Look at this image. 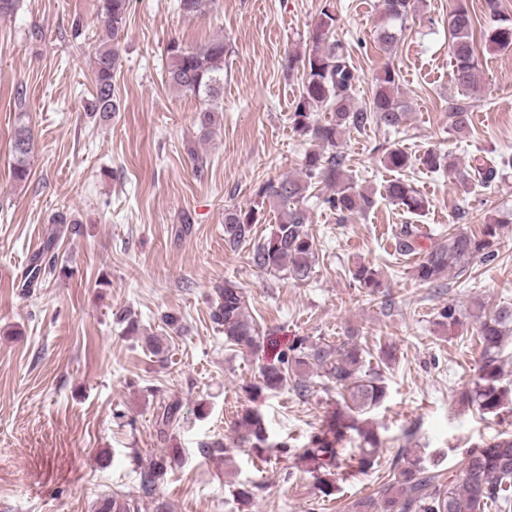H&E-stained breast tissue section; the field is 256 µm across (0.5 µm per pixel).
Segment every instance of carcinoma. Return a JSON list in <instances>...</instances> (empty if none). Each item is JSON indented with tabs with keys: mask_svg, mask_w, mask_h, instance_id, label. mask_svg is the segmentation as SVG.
I'll list each match as a JSON object with an SVG mask.
<instances>
[{
	"mask_svg": "<svg viewBox=\"0 0 512 512\" xmlns=\"http://www.w3.org/2000/svg\"><path fill=\"white\" fill-rule=\"evenodd\" d=\"M213 0H179V9L186 16H200L211 8ZM413 0H385L379 40L390 48L403 33V21L412 8ZM128 0H99L98 14L109 42L100 45L94 53V94L88 109L102 120L112 118L120 110L113 78L121 66L117 40L126 22ZM474 18L462 0L448 12L450 37V80L457 88L474 92L479 88L481 68L475 52ZM490 42L500 49L512 47V23L502 24L490 35ZM224 40L212 39L200 46L185 47L173 42L168 47L169 65L166 82L169 86L198 97L204 104L200 110L199 128L202 136L212 133L216 126L219 101L224 92ZM305 79L291 116L293 127L315 143L302 164V177L269 179L257 190V206L243 211L227 209L224 213V241L230 246L239 244L258 221V208L278 209L277 230L256 246L252 263L269 273L285 272L288 278L305 282L311 278L315 265L314 240L305 230L308 216L303 206L307 193L315 184L330 187L333 194L324 204L342 218L362 214L373 203V193L357 184L347 174L345 156L340 150L341 139L348 129L357 131L371 124L386 129H398L406 120L409 106L394 93L398 73L386 66L375 78L373 96L365 107L354 109L357 77L344 49L336 39V16L327 3L320 12L310 33L309 50L301 59ZM24 89L16 90L21 112L17 113L11 141L12 180L24 185L31 175L30 161L34 137L28 125L24 108ZM326 111L333 117L325 124L311 119L312 113ZM469 106L454 103L450 106L452 127L462 133L469 129ZM412 163L411 156L401 148L384 153V164L393 170H403ZM512 168V157L498 161L475 160L470 166L474 182L479 187L492 184L500 172ZM386 197L393 205L412 214L421 213L426 201L411 184L394 180L385 188ZM57 224L43 249L35 254L23 275L24 288L56 273L68 274L58 266L55 247L63 238L77 232V223L64 215L53 220ZM509 220L484 224L478 233L450 232L448 242L428 251L416 267L417 279L431 285L451 269H463L478 256L490 258L501 225ZM359 283L375 291L379 287L374 271L359 266L353 273ZM216 299L211 312L212 322L224 333V341L231 347L257 353L264 344L257 323L248 314L247 296L232 281L216 287ZM437 325L450 331L462 325L461 312L450 303L439 310ZM471 318L477 324L481 345L480 365L472 386L460 394V400L473 405L485 414L501 415L512 404V385H503L501 364L502 343L512 335V305L503 303L490 310L476 304ZM371 355L355 336L331 344L312 341L307 336L294 338L288 353L278 363L265 367L261 373L263 387L277 391L287 385L298 396L310 399L319 390L332 384L340 400L336 410L325 416L319 432L312 436L299 454V460L311 465L308 472L325 496L332 495L337 470L344 467L350 475L365 474L375 464L378 440L361 416L379 407L385 398V386L379 377L364 372V356ZM181 404L177 400L160 401L158 426L160 435L180 422ZM360 439L359 448L342 459L340 445L347 434ZM235 446L251 449L260 459L282 451L284 442L270 439L261 414L246 411L237 421ZM182 463V449L170 448L141 469V494L114 491L106 496L98 512H141L142 498L153 497L156 487L167 471ZM394 481L384 484L375 496L358 503L357 512H504L512 506V438H501L470 448L463 461L460 475L443 477L439 471L424 465L418 448H404L393 463Z\"/></svg>",
	"mask_w": 512,
	"mask_h": 512,
	"instance_id": "carcinoma-1",
	"label": "carcinoma"
}]
</instances>
